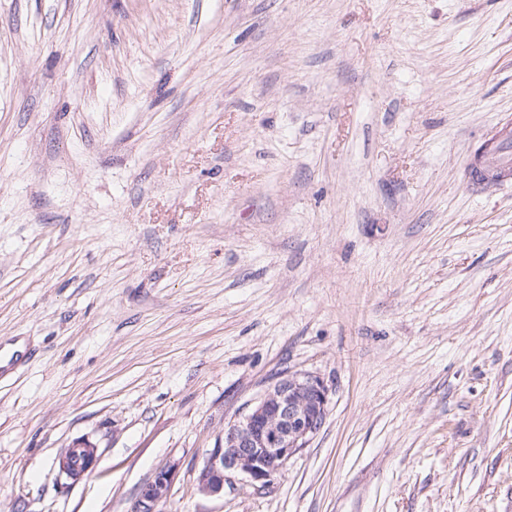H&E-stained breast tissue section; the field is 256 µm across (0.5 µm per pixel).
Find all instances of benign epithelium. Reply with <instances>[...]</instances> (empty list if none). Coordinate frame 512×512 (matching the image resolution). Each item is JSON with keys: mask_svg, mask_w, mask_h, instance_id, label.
I'll use <instances>...</instances> for the list:
<instances>
[{"mask_svg": "<svg viewBox=\"0 0 512 512\" xmlns=\"http://www.w3.org/2000/svg\"><path fill=\"white\" fill-rule=\"evenodd\" d=\"M331 389L319 374L288 369L268 387L238 420L224 426V443L215 448L198 470L200 492L224 494V485L240 478L257 489L267 487L322 428ZM98 448L80 439L55 460L58 473L76 482L85 478L97 458ZM176 472L173 465L160 468L144 484L132 512H156L169 495Z\"/></svg>", "mask_w": 512, "mask_h": 512, "instance_id": "obj_1", "label": "benign epithelium"}]
</instances>
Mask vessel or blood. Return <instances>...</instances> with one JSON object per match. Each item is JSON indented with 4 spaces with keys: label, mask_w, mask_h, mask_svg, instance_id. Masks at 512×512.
Instances as JSON below:
<instances>
[{
    "label": "vessel or blood",
    "mask_w": 512,
    "mask_h": 512,
    "mask_svg": "<svg viewBox=\"0 0 512 512\" xmlns=\"http://www.w3.org/2000/svg\"><path fill=\"white\" fill-rule=\"evenodd\" d=\"M464 180L478 191L512 182V135L506 129L488 133L481 155L465 170Z\"/></svg>",
    "instance_id": "obj_1"
}]
</instances>
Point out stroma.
<instances>
[{
    "label": "stroma",
    "instance_id": "obj_1",
    "mask_svg": "<svg viewBox=\"0 0 512 512\" xmlns=\"http://www.w3.org/2000/svg\"><path fill=\"white\" fill-rule=\"evenodd\" d=\"M508 115L512 0H0V512H512ZM286 369L321 430L199 492ZM508 123L491 130L483 143L482 154L464 172L465 182L480 191L485 187L504 186L512 181V140ZM98 448L89 440H76L72 446L66 448L55 460L58 473L72 482L80 481L91 471L97 458ZM74 453L83 456V465L80 468L72 464L71 457ZM175 472V465L160 468L152 480L141 487L134 501L132 511L157 512V505L165 501L169 495Z\"/></svg>",
    "mask_w": 512,
    "mask_h": 512
}]
</instances>
